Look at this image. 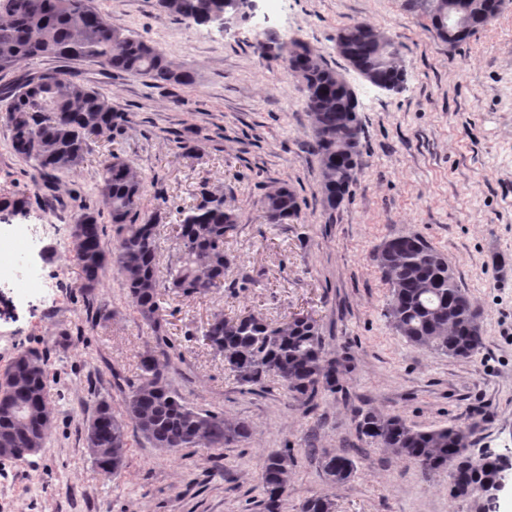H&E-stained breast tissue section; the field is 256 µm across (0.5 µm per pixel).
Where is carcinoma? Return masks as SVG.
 <instances>
[{
	"mask_svg": "<svg viewBox=\"0 0 512 512\" xmlns=\"http://www.w3.org/2000/svg\"><path fill=\"white\" fill-rule=\"evenodd\" d=\"M168 15L209 22L219 9L217 0H158ZM431 21L435 37L457 44L494 19L503 0H408ZM348 56L374 72L379 83L405 80L399 44L371 26L358 33L343 28ZM284 69L302 81L306 111L313 118L310 149L319 162L321 186L328 209L350 195L361 160L362 127L356 99L344 78L327 67L309 45L293 41L280 45ZM51 57L97 62L115 74L144 77L157 87L185 86L193 75L171 65L164 53L141 37L112 26L94 0H0V72L18 62ZM4 118L14 154L29 163L32 179L54 189L56 174L79 166L89 135L118 128L125 114L111 100L71 73H29L6 92ZM95 190L98 209L86 208L70 230V254L81 272L79 287L93 293L100 274L112 265L122 280L134 310L147 320L156 339L163 336L158 288L160 212L141 211L145 181L127 160L110 154L100 163ZM267 224L299 219L296 192L286 183L270 188L260 200ZM108 215L115 232L112 245L103 241L100 218ZM176 234L181 248L179 265L168 272L169 288L184 296L205 294L224 285V272L234 261L225 251L228 235L240 216L224 205V196L200 188L196 203L181 212ZM373 260L389 286L386 317L407 343L428 347L454 359L466 360L483 346L482 332L471 326L476 307L456 276H448V258L417 234L390 237ZM202 340L224 355V364L244 390L273 377L288 394L308 407L317 406L324 391L336 390V359L325 348L313 318L272 322L249 313L235 319L216 314L201 331ZM141 382L125 395L124 413L110 403H96L84 426L93 464L100 470L123 471L131 447L130 433L141 435L162 451L207 446L222 448L244 441L249 425L220 412L200 410L184 401L166 382L155 355H144ZM0 387V458L24 461L27 449L43 448L52 413L49 369L32 351L18 354L5 370ZM358 433L370 442L402 456L423 473L448 472V494L453 499L473 497L497 476L493 458L475 460L469 453L467 432L455 424L421 428L398 415L373 410L360 414ZM297 459L288 451H273L264 459L259 483L262 512H279L293 483ZM320 471L331 484L349 481L357 466L345 450L324 454ZM301 512H334L323 493L307 498Z\"/></svg>",
	"mask_w": 512,
	"mask_h": 512,
	"instance_id": "obj_1",
	"label": "carcinoma"
}]
</instances>
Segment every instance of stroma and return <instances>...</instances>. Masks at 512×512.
I'll return each instance as SVG.
<instances>
[{
	"mask_svg": "<svg viewBox=\"0 0 512 512\" xmlns=\"http://www.w3.org/2000/svg\"><path fill=\"white\" fill-rule=\"evenodd\" d=\"M96 4L194 81L158 89L94 62L49 57L0 73L1 96L25 73L77 70L126 115L120 129L89 138L83 163L60 174L50 196L11 151L0 115V201H25L20 213L0 205V236L34 228L39 240L25 261L42 274L33 290L0 279V372L20 352L46 355L53 407L45 448L23 462L0 459V512H258L259 467L285 448L298 465L280 512H299L324 491L335 512H471L469 501L449 497L447 475L423 476L405 458L363 446L356 425L367 410L422 428L454 423L472 428V453L512 456V0L453 46L435 39L429 18L405 0H263L255 18L228 31L161 14L157 0ZM354 23L399 43L401 90L371 84L337 53V33ZM269 34L316 49L357 97L362 165L336 210L323 201L308 150L301 80L259 48ZM112 153L144 177L143 210L163 215L160 271L179 256L171 226L200 186L241 215L225 243L236 258L225 287L188 298L161 289L171 346L158 361L191 406L245 421L250 435L177 454L138 436L123 476L110 481L89 458L85 421L97 401L121 409L141 357L158 350L115 269L105 267L88 297L70 259V228L83 209L98 207L92 188ZM282 182L295 190L300 218L272 226L259 200ZM400 233L447 256L480 309L484 346L472 358L411 346L392 329L389 288L371 256ZM244 311L271 321L312 315L339 363L335 392H323L312 411L274 380L243 392L223 355L195 333L215 313ZM310 448L356 449L354 477L327 486Z\"/></svg>",
	"mask_w": 512,
	"mask_h": 512,
	"instance_id": "stroma-1",
	"label": "stroma"
}]
</instances>
